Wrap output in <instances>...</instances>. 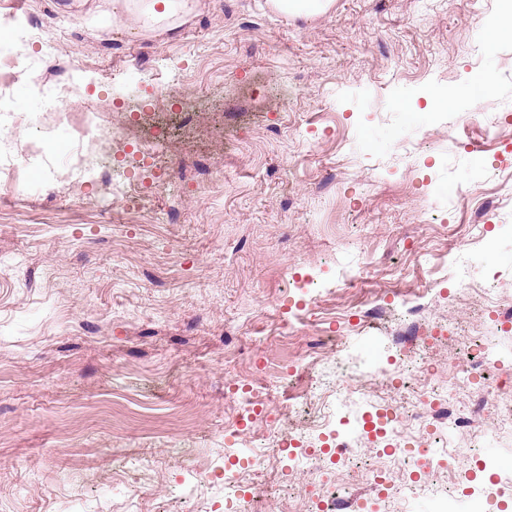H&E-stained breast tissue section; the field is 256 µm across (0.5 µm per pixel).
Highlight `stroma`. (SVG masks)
<instances>
[{"label":"stroma","mask_w":512,"mask_h":512,"mask_svg":"<svg viewBox=\"0 0 512 512\" xmlns=\"http://www.w3.org/2000/svg\"><path fill=\"white\" fill-rule=\"evenodd\" d=\"M0 0V512H200L223 486L203 469L263 474L267 512L342 486L376 508L372 477L326 437L304 458L225 425L242 385L305 420L367 407L336 393L354 370L406 362L461 370L480 339L512 360V40L488 39L497 0H334L305 16L272 0ZM45 36L13 67L18 21ZM75 63L76 111L109 101L100 141L80 145L49 109L55 66ZM185 95L172 134L142 159L124 115ZM450 107L432 110L442 94ZM39 156L18 161L21 144ZM134 181L113 203L94 177ZM471 284L450 283L456 257ZM358 276L339 285L342 273ZM496 284L494 298L484 293ZM431 292L445 343L395 338L400 308L359 321L391 292ZM232 330L237 351H226ZM339 351H332L331 342ZM299 365L275 385L264 367ZM487 409L477 447L493 468L467 485L512 504V426ZM385 465V512H436L448 470L417 487Z\"/></svg>","instance_id":"1"}]
</instances>
